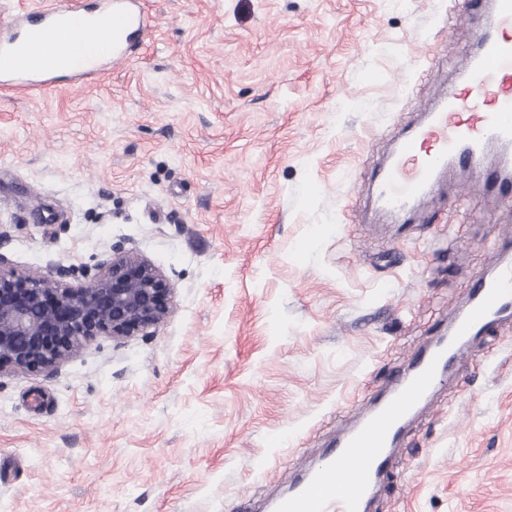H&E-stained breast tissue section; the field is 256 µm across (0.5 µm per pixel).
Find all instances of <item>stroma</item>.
I'll return each instance as SVG.
<instances>
[{
  "label": "stroma",
  "instance_id": "1",
  "mask_svg": "<svg viewBox=\"0 0 512 512\" xmlns=\"http://www.w3.org/2000/svg\"><path fill=\"white\" fill-rule=\"evenodd\" d=\"M141 4L103 80L0 87V255L74 287L119 244L174 289L149 334L0 376V512H267L512 238L481 171L449 166L405 226L370 179L455 82L477 7ZM391 462L373 512H512V321Z\"/></svg>",
  "mask_w": 512,
  "mask_h": 512
}]
</instances>
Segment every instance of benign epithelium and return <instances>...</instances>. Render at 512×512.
I'll list each match as a JSON object with an SVG mask.
<instances>
[{
    "label": "benign epithelium",
    "instance_id": "benign-epithelium-1",
    "mask_svg": "<svg viewBox=\"0 0 512 512\" xmlns=\"http://www.w3.org/2000/svg\"><path fill=\"white\" fill-rule=\"evenodd\" d=\"M0 255V375L58 373L81 348L120 341L157 327L169 315L172 288L141 254L113 245L87 282L58 286Z\"/></svg>",
    "mask_w": 512,
    "mask_h": 512
}]
</instances>
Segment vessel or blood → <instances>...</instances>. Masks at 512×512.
<instances>
[{
	"label": "vessel or blood",
	"instance_id": "b4317fda",
	"mask_svg": "<svg viewBox=\"0 0 512 512\" xmlns=\"http://www.w3.org/2000/svg\"><path fill=\"white\" fill-rule=\"evenodd\" d=\"M497 23L466 54L455 84L427 119L407 130L380 168L375 194L393 215L411 222L413 203L435 188L449 163L475 166L488 143L512 145V0H493ZM64 9L40 7L31 12L24 37L0 39V75L23 81L26 91L48 88L27 62L50 37V50L66 60L74 45L89 35L111 33L110 55L126 56L132 30L145 25L138 0H105L89 24L70 23ZM512 319V265L471 288L465 314L448 324L447 335L415 348L393 386L375 401L360 422L339 435L329 453L308 468L276 499L274 512H367L379 477L391 460L390 450L402 436L419 403L467 353L469 342L494 332Z\"/></svg>",
	"mask_w": 512,
	"mask_h": 512
}]
</instances>
